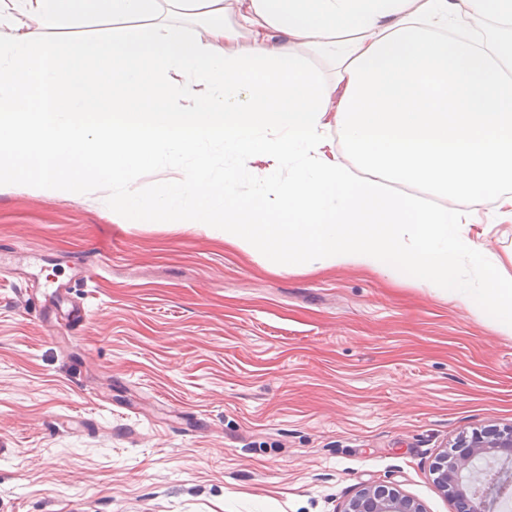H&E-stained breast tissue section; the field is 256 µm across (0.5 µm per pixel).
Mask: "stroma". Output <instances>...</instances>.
<instances>
[{
	"label": "stroma",
	"mask_w": 512,
	"mask_h": 512,
	"mask_svg": "<svg viewBox=\"0 0 512 512\" xmlns=\"http://www.w3.org/2000/svg\"><path fill=\"white\" fill-rule=\"evenodd\" d=\"M104 190L0 193V512H341L367 485L454 507L430 472L512 426V335L354 267L283 272ZM495 202L472 230L512 275ZM83 328L36 291L71 279Z\"/></svg>",
	"instance_id": "1"
}]
</instances>
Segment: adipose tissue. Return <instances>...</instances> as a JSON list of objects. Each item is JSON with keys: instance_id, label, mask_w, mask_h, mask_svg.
I'll list each match as a JSON object with an SVG mask.
<instances>
[{"instance_id": "ef3b65f1", "label": "adipose tissue", "mask_w": 512, "mask_h": 512, "mask_svg": "<svg viewBox=\"0 0 512 512\" xmlns=\"http://www.w3.org/2000/svg\"><path fill=\"white\" fill-rule=\"evenodd\" d=\"M235 3L0 0V191L107 185L114 222L199 229L285 272L409 281L511 335L512 276L466 219L492 196L512 222V42L464 30L512 27V0ZM91 16L110 28L70 38ZM178 167L151 198L133 187Z\"/></svg>"}]
</instances>
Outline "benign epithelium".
<instances>
[{
  "label": "benign epithelium",
  "mask_w": 512,
  "mask_h": 512,
  "mask_svg": "<svg viewBox=\"0 0 512 512\" xmlns=\"http://www.w3.org/2000/svg\"><path fill=\"white\" fill-rule=\"evenodd\" d=\"M485 454L498 458L500 468L487 478L474 471ZM512 471V427L489 426L464 435L432 466L435 482L447 493L454 512H488L485 498L505 473ZM343 512H423L414 499L390 486H367L346 504Z\"/></svg>",
  "instance_id": "1"
}]
</instances>
